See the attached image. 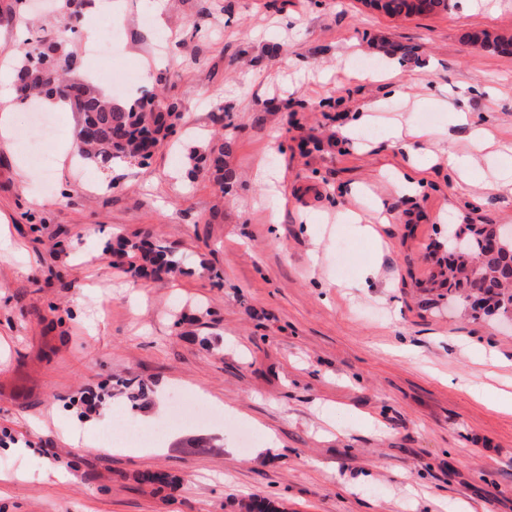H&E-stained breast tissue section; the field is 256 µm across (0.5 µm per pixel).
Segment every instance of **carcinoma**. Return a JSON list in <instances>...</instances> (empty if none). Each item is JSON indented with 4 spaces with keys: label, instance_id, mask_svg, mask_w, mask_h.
<instances>
[{
    "label": "carcinoma",
    "instance_id": "carcinoma-1",
    "mask_svg": "<svg viewBox=\"0 0 512 512\" xmlns=\"http://www.w3.org/2000/svg\"><path fill=\"white\" fill-rule=\"evenodd\" d=\"M415 9L409 0H380L376 8L390 16L427 15L449 8V0H420ZM468 41L500 54H512V36L489 40L485 33H472ZM79 68L78 59L54 38H37L29 43L23 61L14 73L17 93L57 97L79 115L75 150L84 159L103 169L112 167L115 158L148 160L153 150L174 133L173 112L162 110L163 102L155 94H145L134 102L120 105L98 88L72 76ZM123 258L141 254L155 275L182 273L180 263L169 258L167 251L155 247L143 249L136 241H126L114 249ZM434 283L448 288V299L463 301L469 294L484 296L482 311H469L470 317L504 318L500 300L512 302V236L496 232L493 224H467L454 227L448 235V259L440 268Z\"/></svg>",
    "mask_w": 512,
    "mask_h": 512
}]
</instances>
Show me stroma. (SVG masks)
I'll list each match as a JSON object with an SVG mask.
<instances>
[{"mask_svg": "<svg viewBox=\"0 0 512 512\" xmlns=\"http://www.w3.org/2000/svg\"><path fill=\"white\" fill-rule=\"evenodd\" d=\"M18 2L0 0V66L58 27L60 0H37L38 23ZM151 2L112 0L121 55L98 66L176 103L148 165L58 158L22 178L25 114L0 96V512H512V412L483 394L512 392V327L461 318L432 285L449 225H512V194L480 187L512 141V55L467 40L512 36V0L406 19L363 0ZM459 110L489 142L463 189L391 136L397 119L466 152ZM381 209L375 242L336 221ZM118 238L166 247L182 274L131 278L104 249ZM178 403L195 416L166 451L93 449Z\"/></svg>", "mask_w": 512, "mask_h": 512, "instance_id": "35a3bbf8", "label": "stroma"}]
</instances>
